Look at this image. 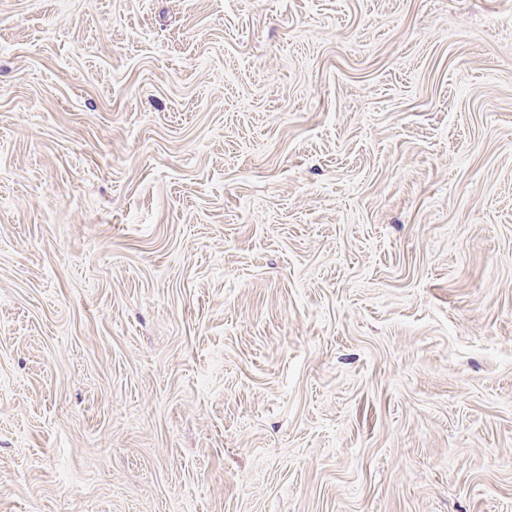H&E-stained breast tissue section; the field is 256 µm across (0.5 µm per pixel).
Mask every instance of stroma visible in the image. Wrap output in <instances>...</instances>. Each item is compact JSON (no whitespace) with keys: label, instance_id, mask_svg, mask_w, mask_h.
I'll return each mask as SVG.
<instances>
[{"label":"stroma","instance_id":"obj_1","mask_svg":"<svg viewBox=\"0 0 512 512\" xmlns=\"http://www.w3.org/2000/svg\"><path fill=\"white\" fill-rule=\"evenodd\" d=\"M0 512H512V0H0Z\"/></svg>","mask_w":512,"mask_h":512}]
</instances>
